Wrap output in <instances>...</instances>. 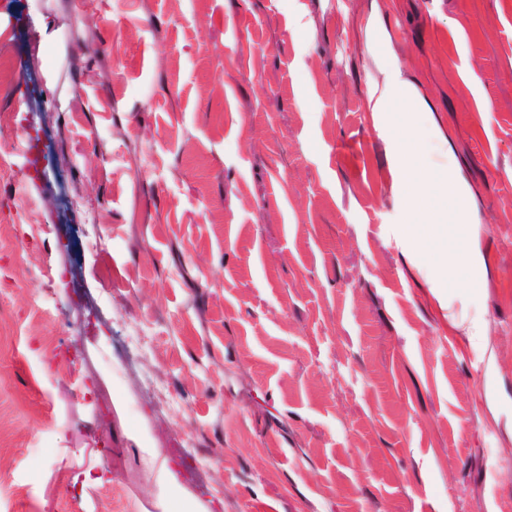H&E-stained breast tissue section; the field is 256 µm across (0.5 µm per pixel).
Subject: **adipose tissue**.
Here are the masks:
<instances>
[{"instance_id":"ef3b65f1","label":"adipose tissue","mask_w":512,"mask_h":512,"mask_svg":"<svg viewBox=\"0 0 512 512\" xmlns=\"http://www.w3.org/2000/svg\"><path fill=\"white\" fill-rule=\"evenodd\" d=\"M362 51L368 70L364 109L385 142L387 188L400 202L405 235L414 244L444 240L442 275L455 280L473 264L466 248L469 227L478 221L473 192L454 166L452 141L434 119L431 98L408 76L393 47L380 0H368Z\"/></svg>"}]
</instances>
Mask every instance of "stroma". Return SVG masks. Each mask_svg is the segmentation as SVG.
Instances as JSON below:
<instances>
[{"label": "stroma", "mask_w": 512, "mask_h": 512, "mask_svg": "<svg viewBox=\"0 0 512 512\" xmlns=\"http://www.w3.org/2000/svg\"><path fill=\"white\" fill-rule=\"evenodd\" d=\"M361 4L0 0V57L38 50L0 90V512H158L165 460L219 512H512V0H384L479 191L451 283L386 191ZM95 220L122 292L54 245Z\"/></svg>", "instance_id": "obj_1"}]
</instances>
